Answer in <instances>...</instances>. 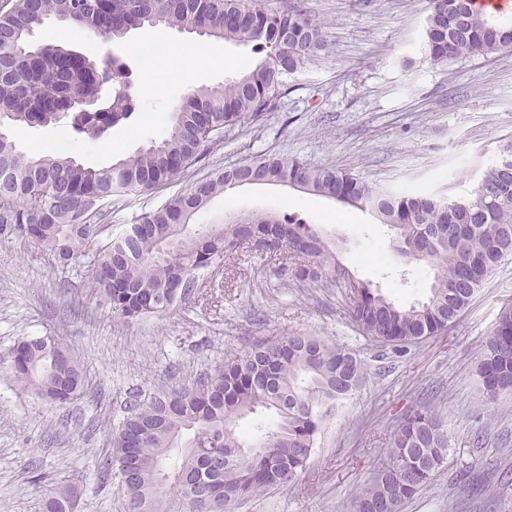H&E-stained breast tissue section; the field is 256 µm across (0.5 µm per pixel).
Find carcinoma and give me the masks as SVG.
Segmentation results:
<instances>
[{"mask_svg": "<svg viewBox=\"0 0 512 512\" xmlns=\"http://www.w3.org/2000/svg\"><path fill=\"white\" fill-rule=\"evenodd\" d=\"M14 0L0 14V126H44L64 118L98 138L134 112L126 72L116 58L98 62L63 45L33 46V32L50 20L106 41L145 26L164 25L232 42L260 55L247 73L216 88L190 92L174 110L171 128L147 148L94 168L69 157H28L0 135V235L34 238L67 263L91 256V294L122 319L163 314L195 295L200 278L220 271L243 248L290 259L298 280L317 282L323 270L346 288L361 335L405 347L454 323L485 277L512 257V172L488 167L469 199L387 192L360 177L298 157L263 156L217 168L162 207L143 214L131 231L91 251L93 220L112 197L148 192L181 175L224 127L261 119L287 90L288 77L327 49L325 26L305 12L255 0ZM426 51L432 62L491 56L512 48V19L478 11L473 0H430ZM370 211L394 231V250L433 270L426 301L399 305L370 285L346 277L326 240L310 224L256 212L190 229L216 196L241 176ZM52 332L13 348L9 377L53 406L87 390L86 372L62 356ZM492 402L512 397V307H505L477 367ZM365 367L348 350L320 336L295 332L257 340L175 389L137 392L124 404L112 434L114 451L101 462L117 480L125 512H233L240 502L294 482L316 447L330 400L360 389ZM273 412V427L252 443L237 429L248 416ZM261 449L258 454L250 453ZM441 415L428 407L406 413L390 437L386 460L355 499V512H402L448 459ZM75 488L59 482L45 512H73Z\"/></svg>", "mask_w": 512, "mask_h": 512, "instance_id": "cac0c4a2", "label": "carcinoma"}]
</instances>
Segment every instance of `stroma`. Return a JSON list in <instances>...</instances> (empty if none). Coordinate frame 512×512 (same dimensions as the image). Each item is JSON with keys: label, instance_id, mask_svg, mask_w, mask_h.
<instances>
[{"label": "stroma", "instance_id": "1", "mask_svg": "<svg viewBox=\"0 0 512 512\" xmlns=\"http://www.w3.org/2000/svg\"><path fill=\"white\" fill-rule=\"evenodd\" d=\"M305 11L326 27L328 48L288 80L273 112L225 127L219 145L173 182L119 198L102 222L114 235L217 167L264 154L296 156L314 166L359 174L392 191L471 196L484 170L512 142V49L487 58L433 63L425 48L428 0H268ZM45 24L35 42H64L96 60L126 63L136 111L104 137L67 122L15 126L10 138L30 156L45 152L107 167L160 139L190 88L218 87L250 70V49L166 26L132 31L122 42L91 35L60 40ZM166 36L195 45L191 82L169 69L156 95L143 89L134 45ZM252 212L294 214L334 245L354 280L410 305L425 300L433 272L399 257L393 232L369 212L281 185H244L215 197L199 224H221ZM285 256L245 248L228 259L195 298L159 317L126 322L88 288L85 261L58 263L36 242L0 236V512H45L51 483L78 489L76 512H124L115 486L100 474L112 452V427L130 391L187 382L216 361L244 353L257 339L309 332L361 359L366 379L327 421L306 470L295 483L257 494L234 512H352V503L386 458L389 437L413 408L444 418L451 451L443 469L403 512H512V489L499 473L512 469V399L489 404L475 368L504 306L512 305V261L484 280L447 332L404 356L359 334L350 301L334 281L284 278ZM52 331L84 365L89 387L79 400L53 407L14 386L3 364L27 336ZM485 444L473 445L475 434Z\"/></svg>", "mask_w": 512, "mask_h": 512}]
</instances>
